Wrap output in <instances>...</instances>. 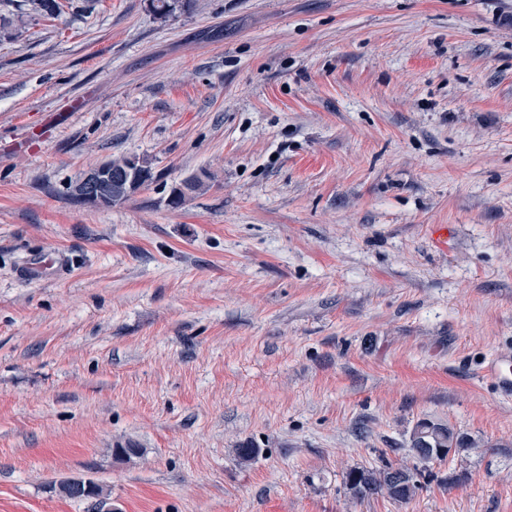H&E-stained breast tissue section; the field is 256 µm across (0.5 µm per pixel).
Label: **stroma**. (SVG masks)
<instances>
[{"label":"stroma","mask_w":512,"mask_h":512,"mask_svg":"<svg viewBox=\"0 0 512 512\" xmlns=\"http://www.w3.org/2000/svg\"><path fill=\"white\" fill-rule=\"evenodd\" d=\"M0 15V512H86L68 479L118 512H512V398L479 376L512 355V0ZM118 157L152 181L69 196ZM422 418L471 448L349 499ZM66 263L64 253L31 256L24 264L22 274L26 279L34 282L54 280L62 273ZM84 486H85L86 494L89 495L87 497V499L93 505V510H92L93 512H112L114 510V508H112V501H109V502L101 501V500H103V501L111 500L110 494L108 492H105L101 486H99L93 482H92L93 492H94L95 496L97 498H100L101 500L90 495L91 485L88 484V482H86L84 485H81V487H79L78 485H69L67 483H63L60 485V492L65 497H67L69 499L84 502V501H86L85 495H84L85 494Z\"/></svg>","instance_id":"1"}]
</instances>
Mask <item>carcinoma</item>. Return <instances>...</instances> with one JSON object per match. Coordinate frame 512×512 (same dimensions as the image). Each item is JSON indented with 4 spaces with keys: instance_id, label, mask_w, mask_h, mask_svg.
<instances>
[{
    "instance_id": "carcinoma-1",
    "label": "carcinoma",
    "mask_w": 512,
    "mask_h": 512,
    "mask_svg": "<svg viewBox=\"0 0 512 512\" xmlns=\"http://www.w3.org/2000/svg\"><path fill=\"white\" fill-rule=\"evenodd\" d=\"M192 0H152L155 11L167 16L176 9H187ZM32 9L47 19H55L62 12L59 0H32ZM467 447L463 436L451 427L435 422L428 418L419 420L411 434L408 455L417 459V452L426 451L429 458L423 465L442 462L446 457L437 455L440 448H452L458 452ZM422 471L417 465L406 463L394 464L385 461L380 468H351L343 475V488L345 493L360 502L371 500L379 496L386 497L394 502L406 503L423 488L420 481Z\"/></svg>"
}]
</instances>
